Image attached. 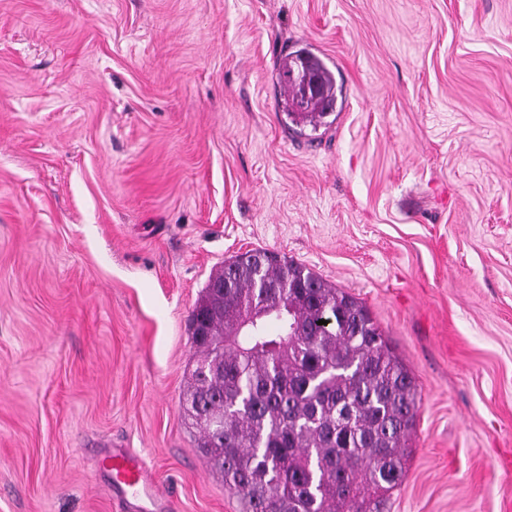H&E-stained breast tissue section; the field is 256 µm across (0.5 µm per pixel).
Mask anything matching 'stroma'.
I'll return each instance as SVG.
<instances>
[{"instance_id":"35a3bbf8","label":"stroma","mask_w":512,"mask_h":512,"mask_svg":"<svg viewBox=\"0 0 512 512\" xmlns=\"http://www.w3.org/2000/svg\"><path fill=\"white\" fill-rule=\"evenodd\" d=\"M343 87L290 129L298 50ZM263 248L368 310L418 412L387 512H512V0H0V512H240L188 321ZM304 56L310 67L317 74L310 70L305 62ZM296 62H298L299 65L304 63L308 71L318 79L320 87H323V96L319 100L313 102L308 110H302L298 107L297 98L300 91L289 78V73L295 66ZM278 83L283 89L284 97H287L285 98V107L288 118L297 126H305L308 124L312 126L313 130H316L317 127L323 123L322 119L325 116L330 112L335 111L337 91L341 94V89L336 87V80L332 71L327 67L324 61L321 58L304 51H298L296 54L288 56L282 61L281 66L278 68ZM290 95L291 99H289ZM325 101L327 104L320 107V103ZM102 467L120 498L131 497L151 505L160 498L159 489L148 476L146 463L127 448H112L105 452Z\"/></svg>"}]
</instances>
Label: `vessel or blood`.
<instances>
[{"mask_svg":"<svg viewBox=\"0 0 512 512\" xmlns=\"http://www.w3.org/2000/svg\"><path fill=\"white\" fill-rule=\"evenodd\" d=\"M102 467L120 498H133L149 504L155 503L160 492L148 476L144 460L125 448L104 453Z\"/></svg>","mask_w":512,"mask_h":512,"instance_id":"vessel-or-blood-1","label":"vessel or blood"}]
</instances>
